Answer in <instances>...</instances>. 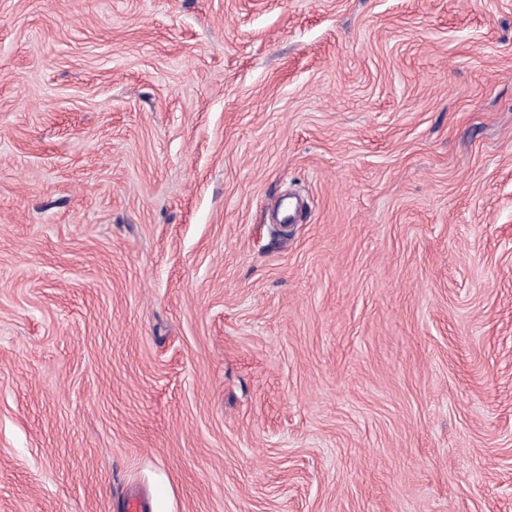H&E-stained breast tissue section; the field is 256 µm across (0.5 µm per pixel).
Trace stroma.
I'll return each instance as SVG.
<instances>
[{
	"instance_id": "obj_1",
	"label": "stroma",
	"mask_w": 512,
	"mask_h": 512,
	"mask_svg": "<svg viewBox=\"0 0 512 512\" xmlns=\"http://www.w3.org/2000/svg\"><path fill=\"white\" fill-rule=\"evenodd\" d=\"M132 495L512 512V0H0V512Z\"/></svg>"
}]
</instances>
